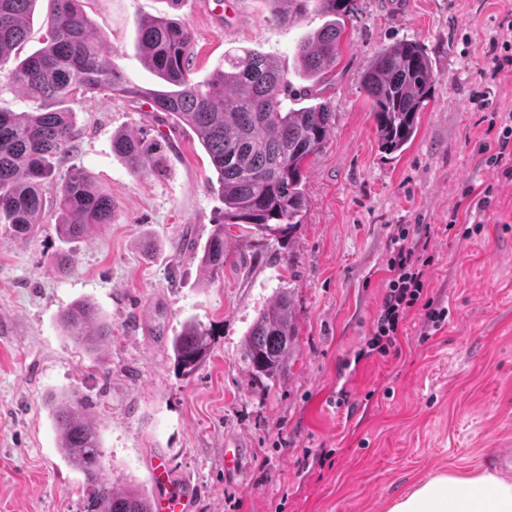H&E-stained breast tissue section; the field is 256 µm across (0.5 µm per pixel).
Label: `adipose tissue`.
Instances as JSON below:
<instances>
[{"label":"adipose tissue","mask_w":512,"mask_h":512,"mask_svg":"<svg viewBox=\"0 0 512 512\" xmlns=\"http://www.w3.org/2000/svg\"><path fill=\"white\" fill-rule=\"evenodd\" d=\"M388 512H512V482L488 472H442L420 481Z\"/></svg>","instance_id":"ef3b65f1"}]
</instances>
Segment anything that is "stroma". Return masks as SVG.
<instances>
[{"instance_id": "obj_1", "label": "stroma", "mask_w": 512, "mask_h": 512, "mask_svg": "<svg viewBox=\"0 0 512 512\" xmlns=\"http://www.w3.org/2000/svg\"><path fill=\"white\" fill-rule=\"evenodd\" d=\"M112 65L158 88L137 46V21L173 13L194 37V80L249 48L304 85L297 43L326 21L272 19L270 0H85ZM512 21V0H354L343 59L320 91L336 114L324 149L305 171L309 201L291 243L249 225L224 231V272L207 277L198 251L224 204L209 157L143 100L95 95L72 102L76 130L59 173L88 171L112 198V220L92 237L63 241L46 210L34 238L0 225V512H78L82 477L62 456L50 408L83 406L97 424L114 486L151 489L166 458L195 488L191 512H387L422 479L492 470L491 449L512 448V176L486 166L493 112L512 110V72L493 73L489 39ZM414 41L428 53L435 90L402 154L378 149L361 84L373 52ZM125 130L166 145L163 175L133 174L112 149ZM469 231L448 227L465 187ZM430 227V297L448 309L422 340L411 312L400 358L356 352L371 336L399 227ZM71 267L54 268L57 254ZM290 294L296 348L279 379L255 382L242 341L280 293ZM92 300L112 340L90 354L60 317ZM213 333L207 361L175 369L169 341L185 320ZM240 450V469L224 453Z\"/></svg>"}]
</instances>
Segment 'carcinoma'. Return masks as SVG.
<instances>
[{
  "label": "carcinoma",
  "mask_w": 512,
  "mask_h": 512,
  "mask_svg": "<svg viewBox=\"0 0 512 512\" xmlns=\"http://www.w3.org/2000/svg\"><path fill=\"white\" fill-rule=\"evenodd\" d=\"M37 0H0V69L8 62L9 80L40 112L0 110V224L15 238L29 239L39 230L46 207L55 209L62 240L88 238L112 219L111 197L97 189L91 176L73 169L57 176V162L70 150L75 112L63 106L77 96L105 92L112 98H144L192 128L216 173L224 203L217 228L199 257L215 278L224 272V227L250 224L264 237L283 241L302 224L309 202L305 162L324 148L336 124V112L318 94L341 61L342 22L354 0H270L281 23L301 18L309 6L329 17L327 24L300 42L295 58L311 86L307 104L283 110L281 93L287 73L261 53L235 48L224 52V69L204 82L191 77L193 36L181 20L142 17L137 22L144 63L161 88L132 83L103 57L104 36L93 30L84 0H49L44 46L24 58L18 51L29 34ZM436 84L431 61L416 42L389 44L374 51L362 75L373 112L378 148L404 152L412 143L420 112ZM112 149L139 175L165 172L164 145L157 139L119 132ZM66 336L93 352L112 337V327L86 300L63 314ZM295 347L291 298L279 296L260 314L244 338L248 372L263 381L277 379ZM210 331L187 321L172 337L176 366L190 374L208 358ZM58 448L83 477L79 512H149L148 497L130 486L117 492L102 465L100 433L81 407L59 401L51 410Z\"/></svg>",
  "instance_id": "obj_1"
}]
</instances>
